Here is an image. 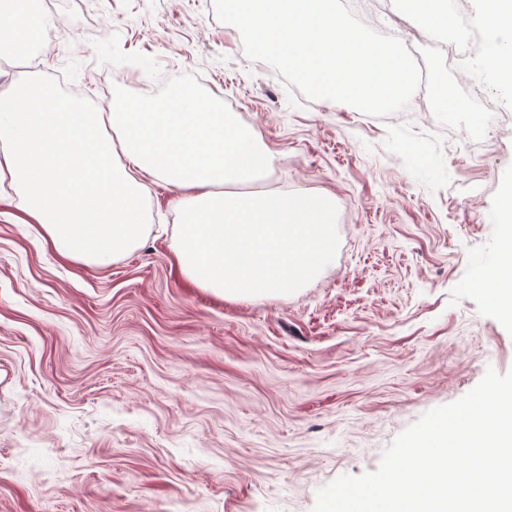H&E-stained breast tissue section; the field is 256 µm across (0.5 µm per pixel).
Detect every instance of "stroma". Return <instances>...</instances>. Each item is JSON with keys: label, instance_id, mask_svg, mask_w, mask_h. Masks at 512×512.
Here are the masks:
<instances>
[{"label": "stroma", "instance_id": "obj_1", "mask_svg": "<svg viewBox=\"0 0 512 512\" xmlns=\"http://www.w3.org/2000/svg\"><path fill=\"white\" fill-rule=\"evenodd\" d=\"M49 56L7 78L73 86L90 109L199 85L272 157L254 192L327 196L336 255L286 294L222 298L180 271L177 193L147 183L142 244L67 260L0 194V512H311L376 470L428 410L512 369V327L470 286L498 250L512 91L491 78L483 0L426 55L459 110L373 118L291 104L214 0H52ZM466 43V65L448 57ZM493 112V126L483 124Z\"/></svg>", "mask_w": 512, "mask_h": 512}]
</instances>
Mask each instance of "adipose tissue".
I'll return each mask as SVG.
<instances>
[{"mask_svg": "<svg viewBox=\"0 0 512 512\" xmlns=\"http://www.w3.org/2000/svg\"><path fill=\"white\" fill-rule=\"evenodd\" d=\"M486 63L512 89V0H485ZM424 28H448L453 0H398ZM269 161L252 127L209 99L171 87L162 108L123 95L90 112L33 81L0 84V187L62 257L106 264L138 246L146 179L180 194L176 261L199 288L250 299L288 293L334 259L335 208L326 197L245 191ZM512 323V267L473 278Z\"/></svg>", "mask_w": 512, "mask_h": 512, "instance_id": "ef3b65f1", "label": "adipose tissue"}]
</instances>
